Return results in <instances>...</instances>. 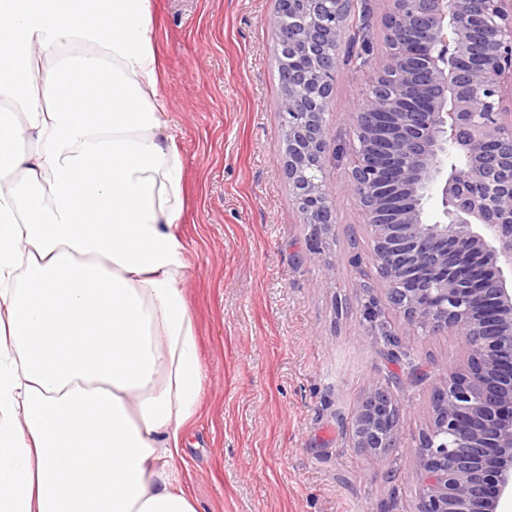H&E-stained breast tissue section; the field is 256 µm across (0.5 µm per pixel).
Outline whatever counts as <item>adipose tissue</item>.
Here are the masks:
<instances>
[{
  "label": "adipose tissue",
  "instance_id": "obj_1",
  "mask_svg": "<svg viewBox=\"0 0 512 512\" xmlns=\"http://www.w3.org/2000/svg\"><path fill=\"white\" fill-rule=\"evenodd\" d=\"M151 0H0V512H196L204 371Z\"/></svg>",
  "mask_w": 512,
  "mask_h": 512
}]
</instances>
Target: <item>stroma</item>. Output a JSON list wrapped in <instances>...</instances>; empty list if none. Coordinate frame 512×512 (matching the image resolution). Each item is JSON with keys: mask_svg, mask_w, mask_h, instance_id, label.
I'll return each mask as SVG.
<instances>
[{"mask_svg": "<svg viewBox=\"0 0 512 512\" xmlns=\"http://www.w3.org/2000/svg\"><path fill=\"white\" fill-rule=\"evenodd\" d=\"M169 123L184 162L183 286L205 391L179 472L197 512H416L419 434L438 370L461 342L408 325L385 299L370 232L348 174L329 156L334 236L320 261L283 170L275 0H151ZM371 5L360 69L340 44L329 108L332 145L386 51V0ZM373 291H366V283ZM405 358L390 361L387 337ZM427 377L411 383L409 363ZM400 406L401 445L382 459L355 448L351 418L374 389Z\"/></svg>", "mask_w": 512, "mask_h": 512, "instance_id": "stroma-1", "label": "stroma"}]
</instances>
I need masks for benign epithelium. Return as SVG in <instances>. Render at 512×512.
<instances>
[{
	"mask_svg": "<svg viewBox=\"0 0 512 512\" xmlns=\"http://www.w3.org/2000/svg\"><path fill=\"white\" fill-rule=\"evenodd\" d=\"M387 53L349 120V175L370 230L387 297L403 319L446 331L466 359L439 369L432 415L419 436L417 512H502L512 501V0H388ZM295 18L282 33L281 8ZM346 0H276L271 26L288 55L280 112L293 205L310 226L309 258L334 236L336 208L322 177L327 114ZM481 39L473 48L475 20ZM470 55L467 73L457 68ZM410 162L394 199L380 153ZM444 220L422 219L425 193ZM398 402L378 388L354 414L355 447L380 458L397 443Z\"/></svg>",
	"mask_w": 512,
	"mask_h": 512,
	"instance_id": "7a95c632",
	"label": "benign epithelium"
}]
</instances>
